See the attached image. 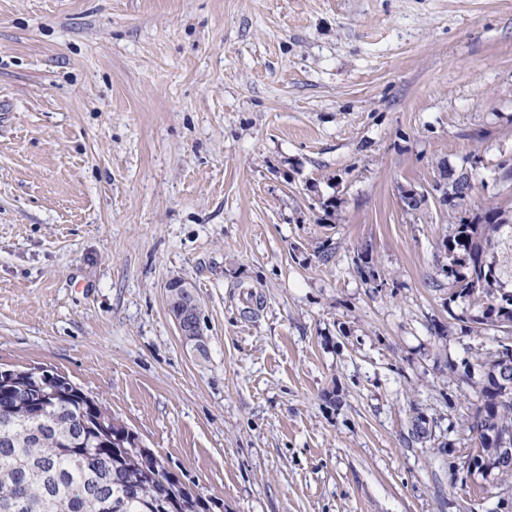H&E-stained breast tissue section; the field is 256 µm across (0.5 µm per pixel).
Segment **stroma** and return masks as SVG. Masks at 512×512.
<instances>
[{"label":"stroma","instance_id":"35a3bbf8","mask_svg":"<svg viewBox=\"0 0 512 512\" xmlns=\"http://www.w3.org/2000/svg\"><path fill=\"white\" fill-rule=\"evenodd\" d=\"M492 205L512 0H0V368L68 377L212 512H512L466 464L512 325L446 250ZM200 304L198 300L192 296V298L187 302L186 309L184 311L171 312V316L173 322L178 330L179 335L182 337L184 343L193 342L191 348L195 352H199L206 348V340L203 336V332L201 329V323L198 320L194 322V325L191 327L186 320V317L189 314H194L195 311L199 308ZM185 336H190L186 338Z\"/></svg>","mask_w":512,"mask_h":512}]
</instances>
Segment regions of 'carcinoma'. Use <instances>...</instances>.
<instances>
[{
  "instance_id": "obj_1",
  "label": "carcinoma",
  "mask_w": 512,
  "mask_h": 512,
  "mask_svg": "<svg viewBox=\"0 0 512 512\" xmlns=\"http://www.w3.org/2000/svg\"><path fill=\"white\" fill-rule=\"evenodd\" d=\"M487 208L448 244L456 295L475 300L484 324L512 323V223ZM486 361L468 426L480 446L512 449V349ZM0 512H211L164 458L81 388L57 390L37 374L0 386Z\"/></svg>"
}]
</instances>
